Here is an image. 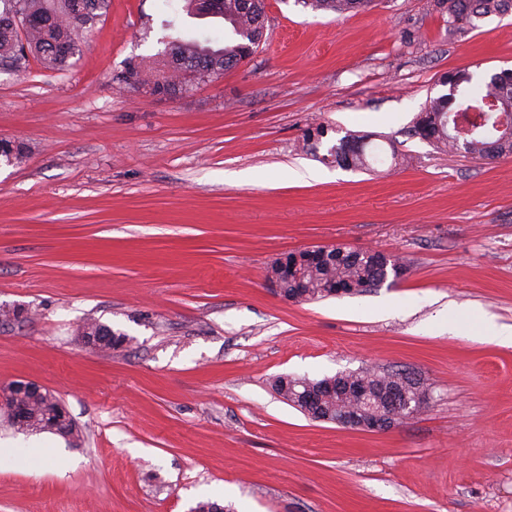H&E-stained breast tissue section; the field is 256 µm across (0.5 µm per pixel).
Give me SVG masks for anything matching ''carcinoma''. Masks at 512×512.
<instances>
[{
  "mask_svg": "<svg viewBox=\"0 0 512 512\" xmlns=\"http://www.w3.org/2000/svg\"><path fill=\"white\" fill-rule=\"evenodd\" d=\"M5 9L0 11V63L18 65L27 57L36 58L44 68L59 71L75 52L74 33L90 29L107 7V0H0ZM448 14V26L467 31L476 28V22L490 16H501L512 10V0H438ZM374 0H303L315 11L335 13L357 12L371 6ZM186 11L191 15L224 20L232 28L234 37L224 41V47L214 49L197 40L172 39L166 42L161 57L152 65L131 60L117 75L119 85L126 89L146 88L153 95L175 97L188 92L194 84L213 75L222 74L247 59L259 48L264 29L265 0H186ZM34 19L24 36L19 34L16 15ZM512 115V71H502L491 77L483 89H467L459 97L429 99L408 128V135L419 136L440 150H462L483 160L512 156V130L502 127L504 114ZM367 143L352 136L339 140L330 149L336 166L349 170H363L369 166ZM279 266L295 270L304 280H282L280 288L286 295L297 289L309 293V300L317 301L336 295L344 288L348 294H358L395 275L399 268L407 269L402 259L382 251H364L354 254L344 245L336 246V253L326 259L303 249L280 254L267 267L266 273ZM82 332H101L112 337L107 348L123 345L125 336L117 334L104 324L87 322L79 327ZM351 386L358 387L376 406L385 405L388 391L397 387L409 401L416 392L411 379L400 378L393 372L365 368L347 374ZM308 379L279 376L273 381V390L283 399L292 390L303 391L298 382ZM19 405L26 413V429L36 430L46 421V400L42 395H24ZM368 408L357 398L340 400L336 412H347L362 417Z\"/></svg>",
  "mask_w": 512,
  "mask_h": 512,
  "instance_id": "cac0c4a2",
  "label": "carcinoma"
}]
</instances>
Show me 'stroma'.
<instances>
[{"mask_svg": "<svg viewBox=\"0 0 512 512\" xmlns=\"http://www.w3.org/2000/svg\"><path fill=\"white\" fill-rule=\"evenodd\" d=\"M247 61L177 98L120 89L169 36L218 48L222 20L184 0H109L60 71L0 68V385L61 400L77 439L0 463V512H512V157L409 137L429 99L512 70V14L459 33L437 0L336 14L265 0ZM324 125L321 137L309 128ZM347 135L370 170L323 163ZM408 157L403 167L393 154ZM344 244L404 257L398 280L282 299L279 254ZM96 321L125 344L83 345ZM407 369L430 398L386 431L315 421L280 375ZM298 381H301L302 383H306V382H314L315 384L323 381V379L321 380H310L308 378H296V377H291V376H279L277 378H275V380L273 381V384H272V387H273V390L279 395L281 396L283 399H285L286 401H288L289 403H291L293 406L297 407L298 409L302 408L303 406L300 405V404H295V401L290 399L288 395H290L292 393V388L295 386V390L296 391H303L304 388L303 386H297L296 384L299 383ZM301 411V409H300Z\"/></svg>", "mask_w": 512, "mask_h": 512, "instance_id": "35a3bbf8", "label": "stroma"}]
</instances>
